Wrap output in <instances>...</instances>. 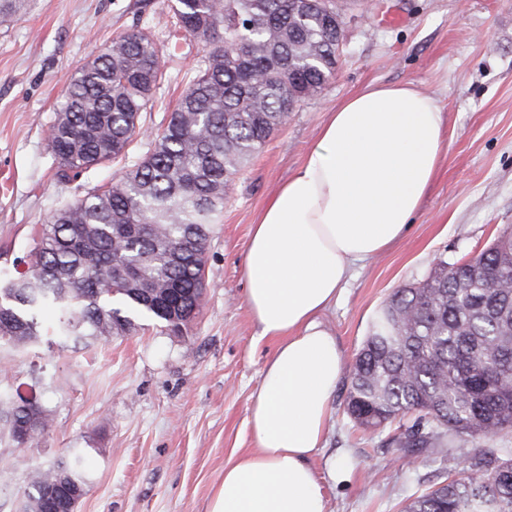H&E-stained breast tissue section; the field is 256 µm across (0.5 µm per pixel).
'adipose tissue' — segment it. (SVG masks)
<instances>
[{
	"label": "adipose tissue",
	"mask_w": 512,
	"mask_h": 512,
	"mask_svg": "<svg viewBox=\"0 0 512 512\" xmlns=\"http://www.w3.org/2000/svg\"><path fill=\"white\" fill-rule=\"evenodd\" d=\"M444 114L414 84H371L329 113L252 227L245 300L277 348L250 408L254 450L224 469L207 512H322L310 460L343 358L321 320L357 265L402 239L437 177Z\"/></svg>",
	"instance_id": "ef3b65f1"
}]
</instances>
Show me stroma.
Masks as SVG:
<instances>
[{
	"label": "stroma",
	"instance_id": "35a3bbf8",
	"mask_svg": "<svg viewBox=\"0 0 512 512\" xmlns=\"http://www.w3.org/2000/svg\"><path fill=\"white\" fill-rule=\"evenodd\" d=\"M369 0L344 18L336 74L290 112L246 166L213 225L207 288L188 335L142 318L111 343L74 349L51 336L24 349L0 346V393H36L54 425L38 444L0 435V512H20L28 476L68 449L88 451L91 484L77 512H207L224 467L254 448L249 409L276 344L261 337L245 302L250 230L276 188L301 164L329 112L370 83H413L446 118L445 155L403 239L357 266L321 320L344 366L331 419L312 464L323 512H399L442 466L403 454L398 424L370 432L345 411L348 375L372 320L392 291L426 278L438 261L466 260L512 227V0ZM171 0H21L0 15V271L32 266L33 237L60 203L121 174L92 167L67 182L47 131L76 70L115 34L138 26L163 34ZM191 57L167 61L172 80L141 115L159 131L183 90Z\"/></svg>",
	"mask_w": 512,
	"mask_h": 512
}]
</instances>
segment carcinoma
Returning <instances> with one entry per match:
<instances>
[{
    "instance_id": "1",
    "label": "carcinoma",
    "mask_w": 512,
    "mask_h": 512,
    "mask_svg": "<svg viewBox=\"0 0 512 512\" xmlns=\"http://www.w3.org/2000/svg\"><path fill=\"white\" fill-rule=\"evenodd\" d=\"M349 0H174L168 37L202 43L166 127L139 126L165 81L159 40L136 29L83 64L50 124L61 181L124 163L102 191L57 206L36 231L28 276L0 282V345L44 335L107 343L150 317L181 335L199 311L211 226L236 178L288 113L335 75ZM141 136L146 152L130 160ZM131 273L134 283L116 278ZM347 413L401 421L395 442L445 463L448 436L476 444L512 429V230L465 261L441 260L393 292L355 354ZM9 436L39 442L52 417L34 396L0 395ZM85 449L32 472L26 499L67 512L58 485L86 494ZM402 512H512V450L465 449V467L414 493Z\"/></svg>"
}]
</instances>
